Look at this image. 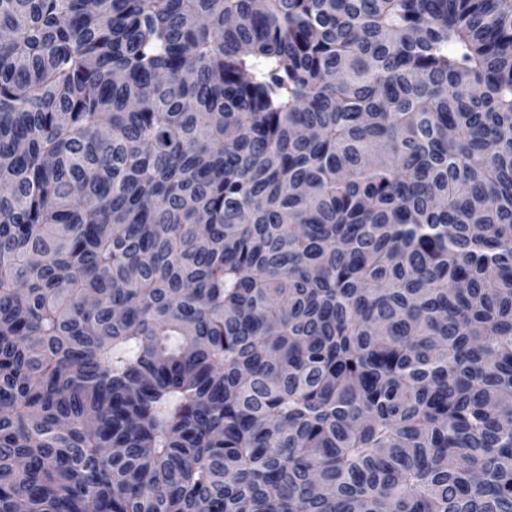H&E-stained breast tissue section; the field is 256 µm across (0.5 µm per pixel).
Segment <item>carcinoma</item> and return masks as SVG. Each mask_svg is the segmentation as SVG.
Instances as JSON below:
<instances>
[{"label":"carcinoma","instance_id":"carcinoma-1","mask_svg":"<svg viewBox=\"0 0 512 512\" xmlns=\"http://www.w3.org/2000/svg\"><path fill=\"white\" fill-rule=\"evenodd\" d=\"M0 512H512V0H0Z\"/></svg>","mask_w":512,"mask_h":512}]
</instances>
